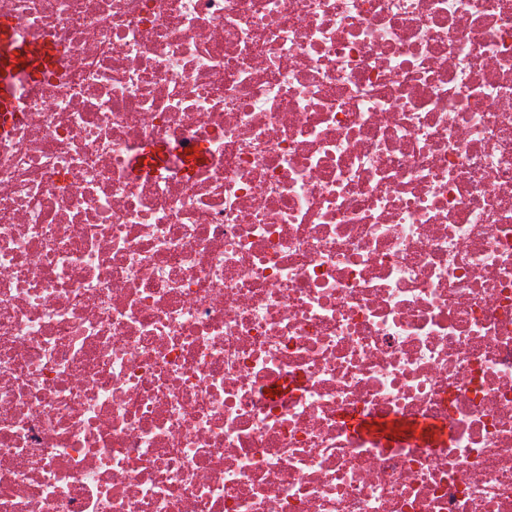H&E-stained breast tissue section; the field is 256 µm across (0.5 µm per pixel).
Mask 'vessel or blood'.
<instances>
[{"instance_id":"vessel-or-blood-1","label":"vessel or blood","mask_w":512,"mask_h":512,"mask_svg":"<svg viewBox=\"0 0 512 512\" xmlns=\"http://www.w3.org/2000/svg\"><path fill=\"white\" fill-rule=\"evenodd\" d=\"M50 63L48 51L15 43L11 38V23L0 19V134L9 131L14 120L12 102L14 79L24 72L35 77Z\"/></svg>"}]
</instances>
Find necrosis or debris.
<instances>
[{"label":"necrosis or debris","mask_w":512,"mask_h":512,"mask_svg":"<svg viewBox=\"0 0 512 512\" xmlns=\"http://www.w3.org/2000/svg\"><path fill=\"white\" fill-rule=\"evenodd\" d=\"M1 16L0 512H512V0ZM50 63L48 51L15 43L11 39V23L0 19V134L9 131L14 121L12 112L14 79L19 72L36 77Z\"/></svg>","instance_id":"obj_1"}]
</instances>
